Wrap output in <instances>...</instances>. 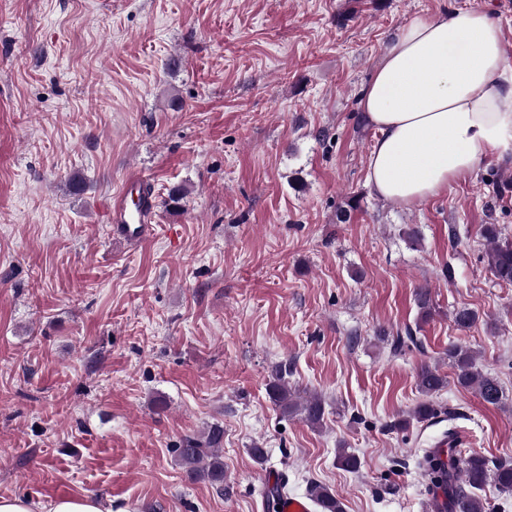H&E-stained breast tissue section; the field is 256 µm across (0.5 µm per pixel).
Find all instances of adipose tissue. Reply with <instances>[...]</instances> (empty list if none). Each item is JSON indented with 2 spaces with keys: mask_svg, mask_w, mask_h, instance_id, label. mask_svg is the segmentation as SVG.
Returning <instances> with one entry per match:
<instances>
[{
  "mask_svg": "<svg viewBox=\"0 0 512 512\" xmlns=\"http://www.w3.org/2000/svg\"><path fill=\"white\" fill-rule=\"evenodd\" d=\"M503 30L479 8L412 16L359 102L377 131L367 182L403 207L441 194L512 142V83H503ZM0 512H104L80 495L43 504L0 498Z\"/></svg>",
  "mask_w": 512,
  "mask_h": 512,
  "instance_id": "ef3b65f1",
  "label": "adipose tissue"
}]
</instances>
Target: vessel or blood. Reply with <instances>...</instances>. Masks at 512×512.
<instances>
[{
	"instance_id": "b4317fda",
	"label": "vessel or blood",
	"mask_w": 512,
	"mask_h": 512,
	"mask_svg": "<svg viewBox=\"0 0 512 512\" xmlns=\"http://www.w3.org/2000/svg\"><path fill=\"white\" fill-rule=\"evenodd\" d=\"M154 206L146 177L133 175L126 179L110 204L107 220L120 240L136 244L153 233Z\"/></svg>"
}]
</instances>
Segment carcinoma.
I'll list each match as a JSON object with an SVG mask.
<instances>
[{
    "mask_svg": "<svg viewBox=\"0 0 512 512\" xmlns=\"http://www.w3.org/2000/svg\"><path fill=\"white\" fill-rule=\"evenodd\" d=\"M481 237L486 242L488 270L500 283L512 285V242L502 238V230L497 224H484ZM478 320L475 311L461 307L454 311L453 321L460 330L471 328ZM417 344L416 336L406 328L390 339L395 352L405 346ZM448 366L454 371V381L464 389L474 391L486 405L499 407L504 395L496 376L483 371L477 364L475 352L462 344H451L445 352ZM417 388L423 396L413 411L394 423L405 429L410 422H422L436 413L430 398L448 383L439 367L429 363L421 364L416 374ZM269 398L280 412L288 417L299 416L313 428L322 426L325 406L322 398L312 395L302 401L294 399L288 388V365L279 363L272 367L267 384ZM224 428L213 423L199 436H186L174 448L175 458L191 481L204 480L224 492ZM423 475L428 483L441 489L448 501L447 512H486L478 491L488 483L501 492L512 491V463H493L483 455L472 452L460 456L457 448L448 445V463H435L425 458ZM310 496L320 507L321 512H343L342 503L321 484H313Z\"/></svg>",
    "mask_w": 512,
    "mask_h": 512,
    "instance_id": "cac0c4a2",
    "label": "carcinoma"
}]
</instances>
